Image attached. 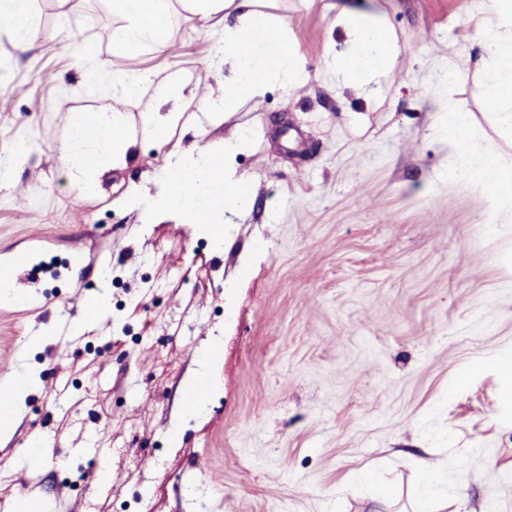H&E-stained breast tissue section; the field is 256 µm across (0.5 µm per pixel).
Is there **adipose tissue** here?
I'll list each match as a JSON object with an SVG mask.
<instances>
[{
  "label": "adipose tissue",
  "mask_w": 512,
  "mask_h": 512,
  "mask_svg": "<svg viewBox=\"0 0 512 512\" xmlns=\"http://www.w3.org/2000/svg\"><path fill=\"white\" fill-rule=\"evenodd\" d=\"M189 9L218 18L224 25L219 51L233 76L224 84L223 95L201 101L200 107L213 119H221L242 104L260 99L270 82L299 87L307 78L305 60L287 32L274 26L258 8V0H185ZM170 0H112L113 11L124 22L112 30V42L121 52L131 53L150 46L168 49ZM485 9L497 21L498 30L482 45L492 63L484 84V97L493 111L512 108V0H485ZM336 21L348 37L347 52L334 54L336 81L346 87L369 90L389 71L397 46L382 22L355 11L339 12ZM97 129L95 137L84 134L86 125ZM439 124L454 142L460 159H478L469 174L495 197L512 198V168L499 166L481 144L470 138L455 113H444ZM133 141L122 112L82 113L73 121V132L61 148V160L78 176L82 190L95 185L104 167L123 161ZM247 147L245 137L225 140L220 153L195 148L174 154L157 174V192L133 191L125 200L138 211L143 223L157 216L174 214L183 223L200 225L215 246L224 244V215L241 209L250 192L232 166L236 154Z\"/></svg>",
  "instance_id": "obj_1"
}]
</instances>
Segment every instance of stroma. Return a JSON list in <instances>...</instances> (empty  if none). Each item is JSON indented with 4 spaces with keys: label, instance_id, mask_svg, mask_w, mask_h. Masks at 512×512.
I'll use <instances>...</instances> for the list:
<instances>
[{
    "label": "stroma",
    "instance_id": "35a3bbf8",
    "mask_svg": "<svg viewBox=\"0 0 512 512\" xmlns=\"http://www.w3.org/2000/svg\"><path fill=\"white\" fill-rule=\"evenodd\" d=\"M34 29L0 24V266L28 251L0 299V381L38 380L0 439V506L48 512H512V201L469 176L436 127L453 109L512 165V118L486 111L477 71L494 25L482 0H260L288 31L305 85L213 121L231 72L223 28L172 0L170 47L112 45L110 0H30ZM380 19L400 52L379 90L337 84L341 9ZM462 72L448 78L449 68ZM150 76L136 102L122 78ZM179 76L195 100L159 101ZM124 112L133 155L81 193L59 146L85 112ZM178 115L159 139L146 113ZM250 186L224 247L195 225L143 223L124 200L171 153L223 150ZM98 329L61 343L102 272ZM50 329L35 345L32 331ZM214 358L202 366L200 351ZM207 378L203 408L183 396ZM428 462L439 484L416 472Z\"/></svg>",
    "mask_w": 512,
    "mask_h": 512
}]
</instances>
